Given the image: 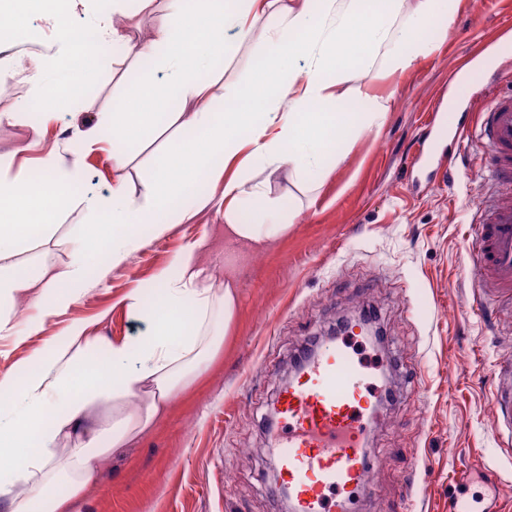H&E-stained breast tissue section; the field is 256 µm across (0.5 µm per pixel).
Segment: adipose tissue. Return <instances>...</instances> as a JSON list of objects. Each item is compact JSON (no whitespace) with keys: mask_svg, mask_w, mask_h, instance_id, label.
Masks as SVG:
<instances>
[{"mask_svg":"<svg viewBox=\"0 0 512 512\" xmlns=\"http://www.w3.org/2000/svg\"><path fill=\"white\" fill-rule=\"evenodd\" d=\"M215 2L195 0L190 15L184 0H165L151 40L139 53L165 70L166 81L159 87L133 81L125 89L139 104L164 96L179 105L182 132L168 142V165L156 170L142 198L130 197L121 178L110 196L80 198L87 223L73 242L70 262L46 281L15 276L9 261L23 241L41 232L47 206L67 204L65 158L46 152L40 159L44 178L37 185L0 175L1 335L16 332L7 307L19 296L36 291L43 315L65 312L140 249L143 229L159 238L187 219V212L172 210L170 202L197 175L214 170L216 160L237 165L224 179L225 236L259 249L284 235L288 227L279 221L280 207L266 197L258 172L320 173L324 154L348 132L353 116L369 129H381L393 100L368 92L374 61L392 73L410 68L432 51L425 33L435 21L452 20L457 0H418L403 23L397 20L401 0H301L297 7L282 0H225L220 11ZM260 19L266 22L269 54L283 69L260 70L252 89L226 88L223 111H210L200 66L231 51L227 31L246 39ZM60 38L68 55L36 58L27 78L47 114L66 109L79 73L75 59L94 72L114 44L134 41L131 30L97 21L65 27ZM298 59L303 69L295 68ZM49 72L59 80L56 91L46 95L41 83ZM355 78L360 84L350 101L336 88ZM155 122L152 112H116L73 145ZM246 207L263 213V222H242ZM159 282L163 304L148 314L145 336L109 340L89 335L87 325L77 321L0 375V512H72L102 459L149 430L218 356L223 345L218 330L230 327L237 312L233 281L214 288L191 246L174 257ZM137 395L144 402L135 411H116L108 421L88 417L92 404H119ZM60 485L65 494H57Z\"/></svg>","mask_w":512,"mask_h":512,"instance_id":"adipose-tissue-1","label":"adipose tissue"}]
</instances>
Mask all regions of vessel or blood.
Masks as SVG:
<instances>
[{"label":"vessel or blood","mask_w":512,"mask_h":512,"mask_svg":"<svg viewBox=\"0 0 512 512\" xmlns=\"http://www.w3.org/2000/svg\"><path fill=\"white\" fill-rule=\"evenodd\" d=\"M491 87L476 123V147L487 162L496 190L478 198V247L474 270L500 297H512V92ZM467 125L444 121L435 137L423 140L434 158L438 139L460 142ZM494 403L499 425L512 427V363L503 362ZM381 384L376 369L347 339L323 343L279 390L275 422L280 429L275 452L277 484L287 489L293 512H354V499L368 486L371 462L364 441Z\"/></svg>","instance_id":"1"}]
</instances>
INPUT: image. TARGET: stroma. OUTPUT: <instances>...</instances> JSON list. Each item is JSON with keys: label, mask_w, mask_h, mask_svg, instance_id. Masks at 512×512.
<instances>
[{"label": "stroma", "mask_w": 512, "mask_h": 512, "mask_svg": "<svg viewBox=\"0 0 512 512\" xmlns=\"http://www.w3.org/2000/svg\"><path fill=\"white\" fill-rule=\"evenodd\" d=\"M164 5L126 0L123 11L102 17L118 29L138 25L143 42ZM0 12L23 18L16 35L0 43V71L15 90L0 97V172L30 177L37 158L58 148L78 173L72 205L16 251L13 274L32 276L70 261L85 221L77 199L110 195L119 176L134 197L147 192L179 126L169 122L125 135L129 164L120 173L109 143L68 150L74 130H92L116 111L125 82H163L161 73L141 65L134 48L118 46L71 97L68 112L33 134L24 73L34 58L64 46L38 0H0ZM437 29L436 50L408 70L375 66L371 94L394 101L381 131L353 126L325 155L317 185L288 170L268 178L265 189L280 200L288 231L265 250L225 240L223 207L200 209L190 198L181 207L191 218L171 225L162 238L145 237L142 249L111 269L102 287L67 314L48 317L43 336L20 341L0 335V373L74 319L88 321L103 337L139 336L147 321L126 308L123 296L139 288L144 300L156 298L160 273L193 242L204 243L202 260L216 287L228 277L236 284L238 310L219 357L173 400L152 432L103 460L77 512H281L268 452L277 392L301 346L363 307L376 311L386 333L394 390L368 442L375 464L366 512H448L458 479L471 470L493 472L498 488L492 494L476 481L470 494L483 497L493 512H512V452L500 438L491 401L498 364L512 355V303H493L489 291H478L471 265L475 201L488 179L475 152L468 155V171L452 181L426 163L409 166L428 113L463 100L469 104L463 119L473 121L487 73L464 92L449 86L448 77L469 44L486 45L490 59L491 43L502 35L512 39V0H493L478 17L473 0H459L452 23ZM264 56L259 24L223 67L203 69L199 78L221 87L247 85Z\"/></svg>", "instance_id": "stroma-1"}]
</instances>
